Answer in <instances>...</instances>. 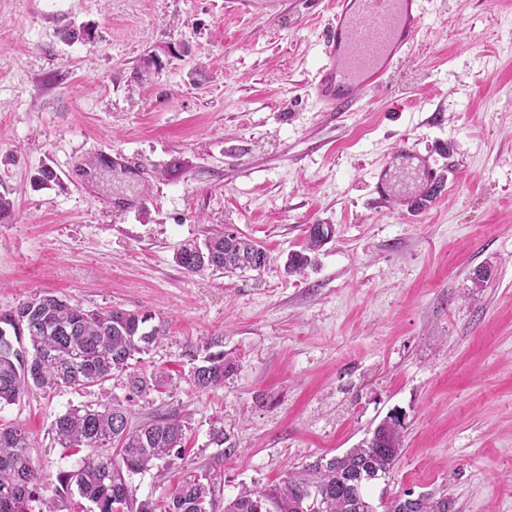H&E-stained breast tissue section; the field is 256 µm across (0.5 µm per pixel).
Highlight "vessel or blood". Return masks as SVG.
<instances>
[{
  "label": "vessel or blood",
  "mask_w": 512,
  "mask_h": 512,
  "mask_svg": "<svg viewBox=\"0 0 512 512\" xmlns=\"http://www.w3.org/2000/svg\"><path fill=\"white\" fill-rule=\"evenodd\" d=\"M421 0H337L313 83L329 112H345L385 82L420 39Z\"/></svg>",
  "instance_id": "1"
}]
</instances>
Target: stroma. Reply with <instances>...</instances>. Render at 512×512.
I'll return each instance as SVG.
<instances>
[{
    "label": "stroma",
    "mask_w": 512,
    "mask_h": 512,
    "mask_svg": "<svg viewBox=\"0 0 512 512\" xmlns=\"http://www.w3.org/2000/svg\"><path fill=\"white\" fill-rule=\"evenodd\" d=\"M335 0H0V311L38 291L88 310L151 313L165 336L141 365L172 383L130 407L177 412L186 463L161 500L217 470V504L355 447L388 413L404 449L373 503L445 494L454 512H512V0H423L422 39L390 81L326 112L311 80ZM90 25L68 43L60 28ZM160 64L140 77L143 59ZM112 148L125 162H98ZM406 148L444 170L421 211ZM389 167L400 190L376 207ZM51 168L55 182L37 180ZM311 224L332 238L284 269ZM231 228L270 254L259 272L191 275L174 253ZM487 271L475 283L477 271ZM224 339L223 386L185 377ZM104 388L33 390L0 407L55 479L81 466L52 424ZM224 431L228 444L216 443Z\"/></svg>",
    "instance_id": "stroma-1"
}]
</instances>
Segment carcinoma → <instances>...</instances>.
<instances>
[{
	"mask_svg": "<svg viewBox=\"0 0 512 512\" xmlns=\"http://www.w3.org/2000/svg\"><path fill=\"white\" fill-rule=\"evenodd\" d=\"M305 250L288 254L285 268L302 271L308 252L332 236L331 225L306 230ZM175 262L189 274L259 271L270 261L267 250L238 233L217 232L202 242L189 240L175 252ZM149 313L119 309L86 310L51 292H39L0 312V404H12L30 389L52 392L63 387L103 386L125 377L124 399L83 405L59 415L52 424L64 448H89L92 454L76 470L57 474L54 493L76 490L92 504L90 512H214L218 477L211 472L185 479L162 501L139 500L122 470L162 477L184 459L186 426L175 413L153 417L140 427L128 425L124 403L170 384L166 374L129 371L136 356L164 335L147 327ZM224 339L213 336L191 354L197 359L188 382L198 390L224 384L235 369ZM403 422L390 414L377 424L376 440L363 439L341 456L321 457L299 472L261 488H245L224 505V512H372L371 481L386 476L403 451ZM27 431L0 428V512H27L46 486L34 465ZM414 512H448V495L423 494Z\"/></svg>",
	"mask_w": 512,
	"mask_h": 512,
	"instance_id": "carcinoma-1",
	"label": "carcinoma"
}]
</instances>
